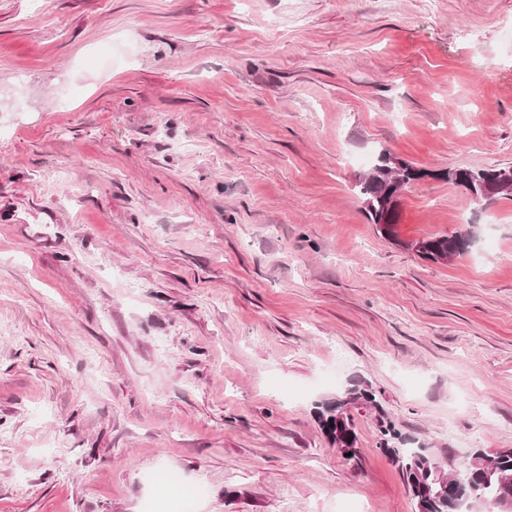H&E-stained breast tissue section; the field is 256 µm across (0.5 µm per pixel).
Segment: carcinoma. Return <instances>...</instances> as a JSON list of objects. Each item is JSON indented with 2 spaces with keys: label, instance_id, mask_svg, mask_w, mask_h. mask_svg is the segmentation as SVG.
<instances>
[{
  "label": "carcinoma",
  "instance_id": "obj_1",
  "mask_svg": "<svg viewBox=\"0 0 512 512\" xmlns=\"http://www.w3.org/2000/svg\"><path fill=\"white\" fill-rule=\"evenodd\" d=\"M389 157L388 152L379 157L375 164L377 170L360 183L359 189L368 220L379 226L383 235L390 234V228L386 227L385 222L396 223L399 207V202L392 198L381 182L383 174L392 166ZM505 172L512 174V166L450 168L435 174V177L457 187L467 179L470 192L479 197L484 179ZM424 175L425 170L408 162H401L399 177L405 184L412 185ZM463 244L464 240L458 237L434 236L415 243V248L430 260L440 262L460 251ZM358 401L374 408L379 407L372 389L359 385L342 398L324 400L315 406L314 415L321 429L342 452L355 447L356 434L345 409L347 405ZM379 432L380 449L399 464L407 488L414 489L416 483H428L432 487L429 499L417 508V512H482L485 503H496L501 482L506 481L512 485V448H502L493 455L477 449L463 464L448 465L450 472L445 474L440 470V463L430 457L425 449L406 446L405 441L401 440V434L382 418L379 419ZM457 473L472 476L473 483L459 484L451 495L441 492L439 478L443 475L450 478Z\"/></svg>",
  "mask_w": 512,
  "mask_h": 512
}]
</instances>
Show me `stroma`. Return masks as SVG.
<instances>
[{"instance_id":"35a3bbf8","label":"stroma","mask_w":512,"mask_h":512,"mask_svg":"<svg viewBox=\"0 0 512 512\" xmlns=\"http://www.w3.org/2000/svg\"><path fill=\"white\" fill-rule=\"evenodd\" d=\"M458 166H512V0H0V512H416L379 418L512 448V194ZM390 156V153L384 152L379 157L378 163L375 164L373 170L379 169L370 173L360 183L359 189V193L363 197L364 210L368 220L371 224L379 226V230L383 235H390V228L386 227L384 221H390L389 224H392L390 227H394L400 203V200L395 201L392 198L385 185L380 181L386 170L393 166L388 160ZM508 172L512 175V166L488 167V168H471L458 167L448 168V170L438 174L439 179L446 180L455 186H461L464 179L469 180V189L473 195L481 198L482 183L485 178L498 175L499 173ZM464 240L458 237L434 236L415 243L416 250L432 261L442 262L443 258H451L460 252ZM361 401L364 405L377 407L374 392L369 387L357 385L345 397L324 400L317 403L314 415L321 429L331 439L337 449L346 454L347 448H355L356 434L345 409L347 405ZM334 423V426H331ZM338 429V432L336 430Z\"/></svg>"}]
</instances>
